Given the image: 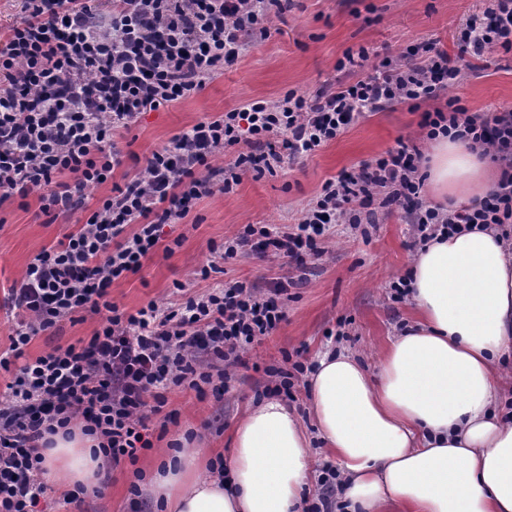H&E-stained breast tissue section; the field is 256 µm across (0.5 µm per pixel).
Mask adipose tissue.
<instances>
[{
	"instance_id": "obj_1",
	"label": "adipose tissue",
	"mask_w": 512,
	"mask_h": 512,
	"mask_svg": "<svg viewBox=\"0 0 512 512\" xmlns=\"http://www.w3.org/2000/svg\"><path fill=\"white\" fill-rule=\"evenodd\" d=\"M440 197L477 198L491 172L459 141L437 139L427 169ZM418 320L384 350L377 373L350 353L322 356L305 389L312 422L266 398L246 410L229 478L202 473L205 449L163 460L147 477L156 512H303L312 445L344 480V512H512V254L477 226L429 240L408 279ZM82 433L55 435L44 477L99 485L104 460Z\"/></svg>"
}]
</instances>
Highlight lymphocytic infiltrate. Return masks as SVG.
<instances>
[{
  "mask_svg": "<svg viewBox=\"0 0 512 512\" xmlns=\"http://www.w3.org/2000/svg\"><path fill=\"white\" fill-rule=\"evenodd\" d=\"M284 9L282 0H104L100 7L22 0L20 20L0 31V204L34 194L49 219L84 214L76 231L33 258L9 293L16 322L0 353V372L9 375L0 405V512H39L46 436L78 430L112 463L133 464L153 447L148 403L164 406L166 391L186 383L231 380L249 346L285 320L287 284L262 292L228 281L133 313L119 309L110 287L138 273L156 248L173 254L181 241L163 243V229L182 223L198 200L233 192L245 175L276 174L284 160L317 151L361 114L444 99L422 111L423 139L466 143L499 166V179L467 207L424 203L423 154L402 143L327 180L296 224L280 231L248 224L210 243L215 260L201 268L202 278L246 248L271 263L305 266L323 255L333 225L357 229L397 207L423 243L479 224L500 227L512 243V109L484 115L447 94L462 60L512 51V0H489L461 24L457 57L428 40L368 74L369 50H345L336 68L352 82L311 98L291 90L199 121L112 183L125 163L117 137L141 114L202 91L268 37L271 12ZM229 148L233 159L215 166ZM105 184L109 194L87 209V189ZM83 312L100 319L89 338L29 357L36 337ZM206 356L223 362L218 375L205 371Z\"/></svg>",
  "mask_w": 512,
  "mask_h": 512,
  "instance_id": "1",
  "label": "lymphocytic infiltrate"
}]
</instances>
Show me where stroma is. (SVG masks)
<instances>
[{
	"label": "stroma",
	"instance_id": "stroma-1",
	"mask_svg": "<svg viewBox=\"0 0 512 512\" xmlns=\"http://www.w3.org/2000/svg\"><path fill=\"white\" fill-rule=\"evenodd\" d=\"M479 5L480 0H288L286 11L271 16L268 38L255 41L199 94L142 114L118 145L144 158L199 121L249 101L276 100L291 90L312 95L323 86L349 82V75L336 69L349 48H368L373 66L385 55H399L428 39L457 55V29ZM450 94L474 112L512 107V54L498 52L481 61L479 69H463ZM433 107L430 101L416 109L400 104L367 115L313 154L282 164L275 176L256 180L247 175L232 193L218 191L199 200L184 223L166 229L167 239H180V246L169 256L156 251L144 259L139 273L115 281L113 302L133 312L149 301L169 298L178 282L191 292H204L208 284L198 272L210 258V243L222 242L247 224L292 225L326 180L398 143L416 144L430 153L431 143L421 139L418 123L422 112ZM78 225L74 215L48 221L39 215L33 197L24 207L15 199L0 205L1 351L10 345L14 324L8 306L11 286L37 253ZM324 246L325 255L303 272L270 264L248 250L224 263L225 280L255 288H270L276 279L296 280L288 291L285 320L246 353V365L227 392L217 393L210 384L170 391L166 405L150 417L153 448L137 464L111 469L80 506L63 504L58 492H50V512H132L133 469L153 467L176 442L187 439L192 447L210 449L213 457L228 458L244 407L269 383L265 367L282 365L284 355L299 353L314 361L340 348L377 370L390 339L415 316L409 300L393 301L389 288L390 282L405 277L419 251L413 229L396 210L380 215L368 236L347 231L329 236ZM342 319L347 322L343 338L336 334Z\"/></svg>",
	"mask_w": 512,
	"mask_h": 512
}]
</instances>
